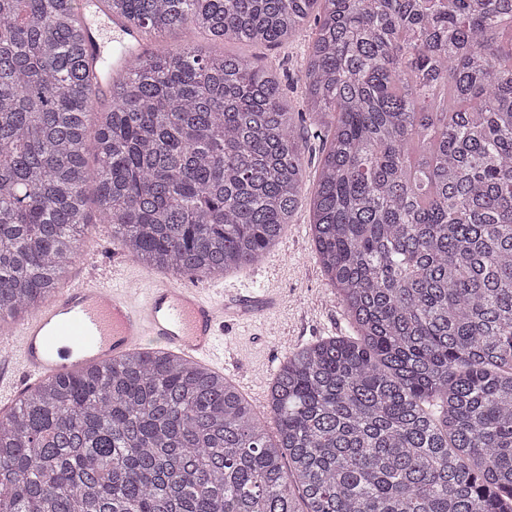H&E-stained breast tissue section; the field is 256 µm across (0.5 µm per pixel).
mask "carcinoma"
Here are the masks:
<instances>
[{
    "label": "carcinoma",
    "mask_w": 512,
    "mask_h": 512,
    "mask_svg": "<svg viewBox=\"0 0 512 512\" xmlns=\"http://www.w3.org/2000/svg\"><path fill=\"white\" fill-rule=\"evenodd\" d=\"M70 2L0 0V320L62 285L90 198L131 256L215 279L302 193L278 74L191 39L112 78L90 175ZM105 3L225 44L315 17L299 82L334 128L310 225L357 335L281 364L274 441L228 379L162 351L45 379L0 416V512H512V0Z\"/></svg>",
    "instance_id": "obj_1"
}]
</instances>
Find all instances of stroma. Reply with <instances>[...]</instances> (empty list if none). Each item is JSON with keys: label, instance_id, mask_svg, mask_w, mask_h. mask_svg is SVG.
<instances>
[{"label": "stroma", "instance_id": "35a3bbf8", "mask_svg": "<svg viewBox=\"0 0 512 512\" xmlns=\"http://www.w3.org/2000/svg\"><path fill=\"white\" fill-rule=\"evenodd\" d=\"M314 36L313 22H306L290 42L276 48L248 46L244 52L266 68L287 75V98L292 112L301 116L304 153V198H311L323 156L328 125L316 122L306 113L297 78L302 71L308 47ZM307 207H300L294 224L284 238L285 252L270 251L266 260L241 267L220 278L223 288L241 289L243 295L259 298L270 288L280 298L273 311H256L252 319L230 323L224 327V347L232 352L239 367L251 379L253 389L248 398L258 418L266 427H273V417L261 393L268 389L280 363L289 353L319 339L351 334L348 318L315 258L312 231ZM78 262L70 275H77L83 263L111 265L122 252L112 238V227L95 225L79 242Z\"/></svg>", "mask_w": 512, "mask_h": 512}]
</instances>
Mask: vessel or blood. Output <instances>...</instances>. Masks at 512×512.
<instances>
[{
	"instance_id": "1",
	"label": "vessel or blood",
	"mask_w": 512,
	"mask_h": 512,
	"mask_svg": "<svg viewBox=\"0 0 512 512\" xmlns=\"http://www.w3.org/2000/svg\"><path fill=\"white\" fill-rule=\"evenodd\" d=\"M72 6L86 36V58L102 73L93 99L111 101L112 74L149 54L151 34L107 11L102 0H72ZM253 314L250 299L237 294L214 296L120 267L108 275L85 270L47 306L0 334V402L16 401L24 385L111 362L147 341L191 363L236 371L217 338L226 321Z\"/></svg>"
}]
</instances>
